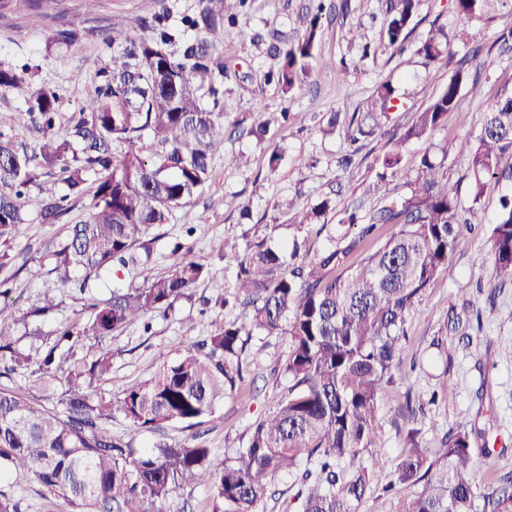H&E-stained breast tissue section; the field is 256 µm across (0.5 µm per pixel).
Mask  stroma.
Listing matches in <instances>:
<instances>
[{
    "label": "stroma",
    "mask_w": 512,
    "mask_h": 512,
    "mask_svg": "<svg viewBox=\"0 0 512 512\" xmlns=\"http://www.w3.org/2000/svg\"><path fill=\"white\" fill-rule=\"evenodd\" d=\"M313 0H250L238 8L227 0L225 11L237 16V25L260 33L259 41L239 42L227 62L233 73L224 83V153L212 163L208 186L183 207L175 210L169 224L153 245L150 268L164 273L176 261L174 242L188 243L193 256L211 269L208 279L198 284L193 300H182L167 315L153 317L150 329L133 324L107 342L112 351V372L90 387L91 397H110L128 384L144 381L176 357L186 344L205 339L210 315L202 314L203 298L216 299L234 285L237 260L233 254L218 258L211 242L223 239L234 244L243 237L272 236L276 246L291 250L300 244L302 254H314L337 244L338 222L346 208L358 206L371 215L384 203L408 194L400 182L377 183L378 157L399 147L403 166L417 170L424 156L443 160L448 186L461 207L471 204V170L466 156L452 148L455 141L476 135L480 128L483 102L465 98L467 123L456 114L423 140H402L401 135L413 111L424 108L448 83L455 61L468 48L482 49L480 61L493 89L512 87V50L504 51L495 40L512 28V8H499L489 22L466 23L454 13L451 0H421L412 22V46L405 52L380 49L385 0H324L322 32L317 53L344 60L347 73L335 69L314 70L294 93H283L265 74L278 64L273 47L290 48L303 31V19ZM169 11L168 24L181 29L182 17L195 15L198 0H98L87 8L84 0H62L47 4L40 12L15 5L0 9V67L21 69L31 66L35 81H48L56 89L60 120L58 135L67 132V119L93 94L101 57L111 54L105 41L113 18L152 17ZM444 27L454 38L453 61L426 64L413 45L425 38L432 26ZM357 27L363 42L345 38L349 27ZM69 29L77 39L69 45L54 43L57 30ZM377 46L363 56L362 43ZM392 82L406 102L405 110L392 113L385 126H376L368 114V99L383 82ZM263 112H284L286 124L271 128L264 139L250 135V127ZM337 126H330L331 116ZM357 120L362 136L351 139L349 120ZM0 133L23 141L30 139L31 117L20 98L0 92ZM278 153L277 166H270L271 153ZM240 157L237 165H225L228 156ZM512 192V182H501L484 200L485 225L467 228L460 234L451 257L452 276H440L420 297L406 328L404 376L381 401L379 427L371 447L387 469H394L406 446L409 429H416L418 442L436 448L448 429L480 428L493 453L478 464L479 476L512 470V286L497 287L493 273L490 221L499 194ZM330 200L331 209L323 226L294 223L296 209ZM42 195L30 187L25 198L28 219L22 233L12 241L13 252L28 253L30 260L17 274L8 302L22 313L41 303L45 294L61 297L62 306L40 322L43 334H52L63 323L76 318L84 299L63 288L49 262L40 255L66 239L71 224L84 220L86 209L77 208L61 223L38 220ZM194 234H187V227ZM495 292L494 304H487V292ZM472 301L476 313L468 341L448 337L447 355L432 345L445 333L451 307ZM288 339L273 336L262 355L248 359L244 380L235 394L219 405L214 415L200 425L202 441L226 456L241 446L240 438L251 424L265 416L288 393V379L274 375L276 357L286 355ZM448 378L456 389L452 402L429 404L428 398L439 378ZM422 397L426 403L407 411L406 397ZM0 492L22 502L24 512H70L64 498L44 495L41 488L11 474L0 480Z\"/></svg>",
    "instance_id": "stroma-1"
}]
</instances>
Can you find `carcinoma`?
<instances>
[{
	"label": "carcinoma",
	"instance_id": "carcinoma-1",
	"mask_svg": "<svg viewBox=\"0 0 512 512\" xmlns=\"http://www.w3.org/2000/svg\"><path fill=\"white\" fill-rule=\"evenodd\" d=\"M455 12L469 21L490 20L507 0H453ZM224 0H198V13L182 23L207 34H222L224 55L250 34L226 31L217 5ZM420 0H386L381 46L402 52ZM322 5L308 15L303 36L280 55L267 75L290 93L315 67L333 62L316 53ZM165 14L152 19L112 20L109 39L118 54L101 60L100 84L79 111L71 114L68 132L59 137L58 97L48 83L36 84L26 72L0 68V90L28 105L34 135L16 143L0 133V271L15 267L9 242L26 222L24 195L32 185L55 178L66 193L45 189L39 221L57 224L69 211L90 199L88 219L74 224L66 240L47 250L61 285L71 272L90 281L115 268L139 270L142 283L113 290L105 301L89 299L84 315L61 325L55 339L30 353L15 347L13 326L28 325L58 306L54 295L18 317H3L0 308V370L9 375L28 370L34 379L25 391L0 387V466L25 477L51 495H62L72 512H167L185 488L209 489L211 512H258L275 499L272 478L295 477L299 489L283 500L282 512H360L366 495L386 503L406 490L399 512H512V471L479 481L478 458L492 454L481 430H449L440 447L422 448L418 431L392 478L380 484L384 463L365 464L378 427L377 406L387 387L401 374V338L415 303L442 273L451 272L450 256L463 226L481 224L482 201L504 180H512V92L496 93L485 102L480 133L454 148L469 157L473 178L471 205L462 209L441 173L444 164L424 157L416 174L401 167L398 153L380 162L377 177L394 178L411 188L399 203L372 215L369 222L346 211L341 223L358 227V236L297 264L268 240H248L238 262L233 292L221 307L242 306V323L212 321L207 340L185 345L151 378L134 382L117 396H89L85 389L112 369V351L105 339L147 315L166 313L191 296L211 275L190 257L192 248L174 244L182 253L163 275L149 268L158 227L210 181L214 157L224 149V80L230 77L221 58L210 52V41L175 39ZM429 63L453 52V38L443 27L432 28L417 49ZM473 48L460 61L447 86L426 107L414 112L402 140H420L444 126L448 113L461 123L464 94L483 96L485 81L464 64L476 58ZM210 100L205 110L200 99ZM402 107L390 83L381 84L371 114L387 117ZM288 120L271 112L252 129L263 139L271 124ZM153 145L149 156L139 144ZM126 145L118 152L115 144ZM95 175V187L87 175ZM330 201L297 212L295 223L318 224ZM399 232L356 265L349 254L377 238L382 227ZM494 278L500 287L512 284V194L499 197L490 229ZM466 313L448 318V331L468 336ZM288 337V355L273 371L288 376V394L247 432L244 446L232 457L214 452L199 435L196 443L158 440L139 450L112 434L109 424L121 415L135 429L154 431L165 423L193 429L212 416L224 398L243 380V359L253 336ZM67 388L49 405L53 383ZM455 389L442 379L428 403L453 400Z\"/></svg>",
	"mask_w": 512,
	"mask_h": 512
}]
</instances>
